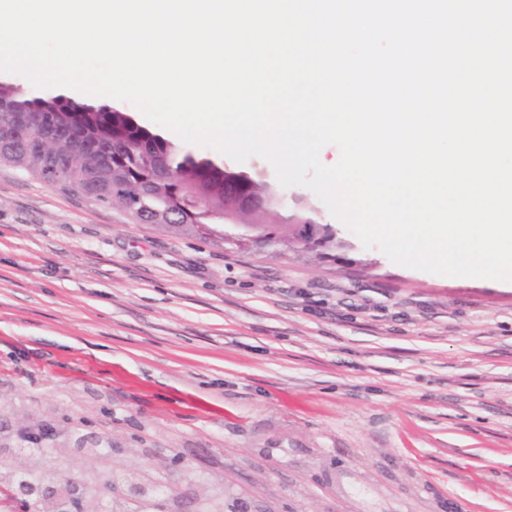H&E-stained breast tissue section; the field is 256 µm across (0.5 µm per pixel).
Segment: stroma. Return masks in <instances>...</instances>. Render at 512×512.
<instances>
[{
    "label": "stroma",
    "mask_w": 512,
    "mask_h": 512,
    "mask_svg": "<svg viewBox=\"0 0 512 512\" xmlns=\"http://www.w3.org/2000/svg\"><path fill=\"white\" fill-rule=\"evenodd\" d=\"M132 222L0 166V412L180 456L224 512H512V283Z\"/></svg>",
    "instance_id": "stroma-1"
}]
</instances>
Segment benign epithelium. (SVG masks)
I'll return each mask as SVG.
<instances>
[{
  "label": "benign epithelium",
  "instance_id": "benign-epithelium-1",
  "mask_svg": "<svg viewBox=\"0 0 512 512\" xmlns=\"http://www.w3.org/2000/svg\"><path fill=\"white\" fill-rule=\"evenodd\" d=\"M46 431L45 445L10 453L12 462L0 468V512H108L113 501H143L151 512H224V500L205 486V481H190L170 487L163 496L153 495L149 470L179 471L181 467L159 456L152 462L137 461L138 455L129 448L107 446L106 458L96 448L97 436L89 435L88 447H78L70 430L34 422L16 429L0 418V437L10 443H23L33 428ZM50 453L67 463V470L37 484L25 477L41 469L43 455ZM128 455L131 462L122 475L110 483L99 480L103 465L112 463L115 455Z\"/></svg>",
  "mask_w": 512,
  "mask_h": 512
}]
</instances>
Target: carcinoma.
Here are the masks:
<instances>
[{"instance_id":"carcinoma-1","label":"carcinoma","mask_w":512,"mask_h":512,"mask_svg":"<svg viewBox=\"0 0 512 512\" xmlns=\"http://www.w3.org/2000/svg\"><path fill=\"white\" fill-rule=\"evenodd\" d=\"M0 165L117 206L137 224L204 234L224 224L277 247L293 244L316 222L320 249L336 246L313 202L304 198L288 209L281 186L262 167L195 154L118 107L72 102L53 90L28 97L0 80Z\"/></svg>"}]
</instances>
